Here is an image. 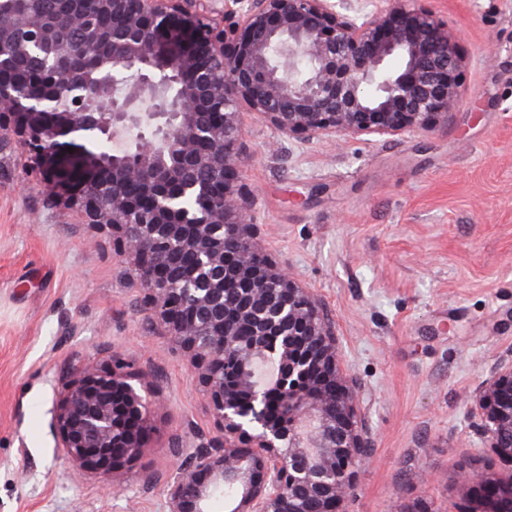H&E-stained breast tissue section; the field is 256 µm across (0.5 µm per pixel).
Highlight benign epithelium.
Here are the masks:
<instances>
[{
    "label": "benign epithelium",
    "mask_w": 512,
    "mask_h": 512,
    "mask_svg": "<svg viewBox=\"0 0 512 512\" xmlns=\"http://www.w3.org/2000/svg\"><path fill=\"white\" fill-rule=\"evenodd\" d=\"M207 2L0 0V140L29 146L50 195L112 229L141 310L203 387L223 437L178 463L166 512H346L368 458L361 384L322 302L261 248L240 114L276 152L432 131L461 100L458 34L427 0H238L229 23ZM125 368L74 366L52 421L111 487L152 430L154 380ZM474 400L478 432L512 462V360ZM460 481L470 512H512V479Z\"/></svg>",
    "instance_id": "1"
}]
</instances>
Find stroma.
I'll return each instance as SVG.
<instances>
[{
    "label": "stroma",
    "instance_id": "1",
    "mask_svg": "<svg viewBox=\"0 0 512 512\" xmlns=\"http://www.w3.org/2000/svg\"><path fill=\"white\" fill-rule=\"evenodd\" d=\"M460 31L459 108L432 132L270 150L242 112L264 253L332 315L370 449L348 512H472L461 470L512 476L469 398L512 357V0H429ZM108 230L52 203L34 154L0 142V512H163L178 444L221 438L194 370ZM154 374V429L112 493L50 423L68 364Z\"/></svg>",
    "mask_w": 512,
    "mask_h": 512
}]
</instances>
